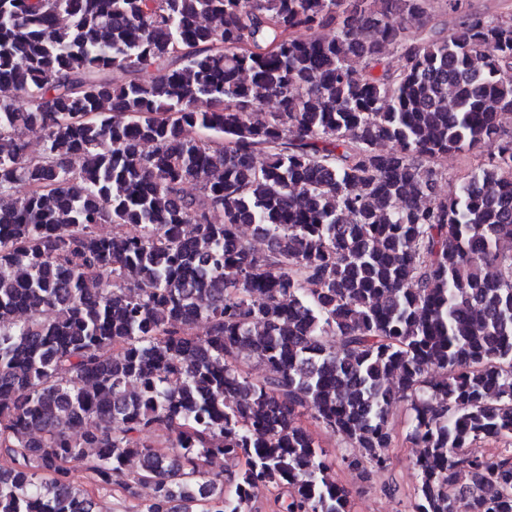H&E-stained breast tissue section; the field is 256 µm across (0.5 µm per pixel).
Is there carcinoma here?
<instances>
[{"mask_svg":"<svg viewBox=\"0 0 512 512\" xmlns=\"http://www.w3.org/2000/svg\"><path fill=\"white\" fill-rule=\"evenodd\" d=\"M505 2L0 0V512H352L301 416L397 402L409 512H512Z\"/></svg>","mask_w":512,"mask_h":512,"instance_id":"carcinoma-1","label":"carcinoma"}]
</instances>
